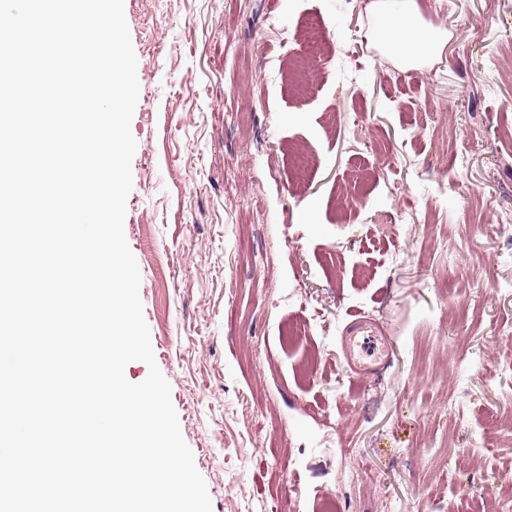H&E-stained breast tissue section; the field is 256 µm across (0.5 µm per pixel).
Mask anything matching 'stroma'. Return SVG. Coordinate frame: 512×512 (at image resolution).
I'll return each instance as SVG.
<instances>
[{
    "label": "stroma",
    "mask_w": 512,
    "mask_h": 512,
    "mask_svg": "<svg viewBox=\"0 0 512 512\" xmlns=\"http://www.w3.org/2000/svg\"><path fill=\"white\" fill-rule=\"evenodd\" d=\"M371 2L124 0V233L212 512H512V0H416L420 68ZM373 7V38L385 54L407 65L439 54L443 32L423 21L414 0H378ZM349 359L353 366L366 374L385 362L388 356V341L382 330L364 320H354L346 328Z\"/></svg>",
    "instance_id": "obj_1"
}]
</instances>
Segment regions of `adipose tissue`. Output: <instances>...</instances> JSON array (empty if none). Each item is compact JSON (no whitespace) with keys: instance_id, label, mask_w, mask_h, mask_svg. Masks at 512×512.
<instances>
[{"instance_id":"adipose-tissue-1","label":"adipose tissue","mask_w":512,"mask_h":512,"mask_svg":"<svg viewBox=\"0 0 512 512\" xmlns=\"http://www.w3.org/2000/svg\"><path fill=\"white\" fill-rule=\"evenodd\" d=\"M373 38L385 54L404 64L439 54L443 32L426 24L415 0H375Z\"/></svg>"}]
</instances>
